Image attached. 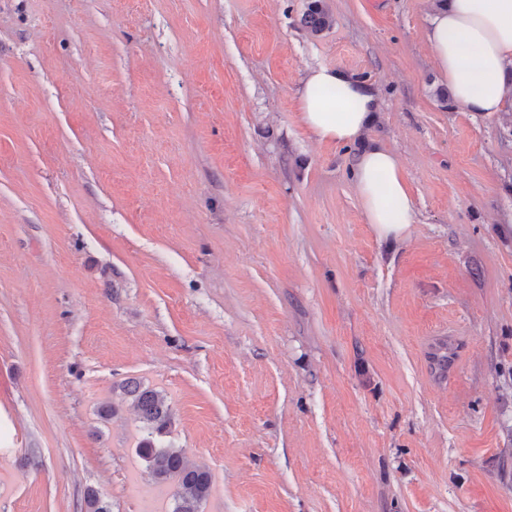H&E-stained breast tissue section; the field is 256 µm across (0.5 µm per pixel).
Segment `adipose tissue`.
<instances>
[{
    "mask_svg": "<svg viewBox=\"0 0 512 512\" xmlns=\"http://www.w3.org/2000/svg\"><path fill=\"white\" fill-rule=\"evenodd\" d=\"M426 38L441 79L465 111L512 108V0H441L431 7ZM297 101L303 125L339 145L360 140L381 105L371 85L329 66L308 71ZM352 172L378 240L405 239L415 208L397 156L368 147L355 157Z\"/></svg>",
    "mask_w": 512,
    "mask_h": 512,
    "instance_id": "ef3b65f1",
    "label": "adipose tissue"
}]
</instances>
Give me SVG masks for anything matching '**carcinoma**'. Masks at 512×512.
I'll return each mask as SVG.
<instances>
[{
	"mask_svg": "<svg viewBox=\"0 0 512 512\" xmlns=\"http://www.w3.org/2000/svg\"><path fill=\"white\" fill-rule=\"evenodd\" d=\"M304 23L320 32L333 23V17L322 0H311ZM124 394L131 397L138 411L142 436L137 444L138 455L146 462L158 482L176 483L170 512H201L212 489L209 471L189 465L185 450L164 441L172 425V413L165 397L157 390L141 388L129 380L122 385Z\"/></svg>",
	"mask_w": 512,
	"mask_h": 512,
	"instance_id": "obj_1",
	"label": "carcinoma"
}]
</instances>
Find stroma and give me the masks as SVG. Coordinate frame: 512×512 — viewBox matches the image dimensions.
<instances>
[{"label":"stroma","instance_id":"obj_1","mask_svg":"<svg viewBox=\"0 0 512 512\" xmlns=\"http://www.w3.org/2000/svg\"><path fill=\"white\" fill-rule=\"evenodd\" d=\"M309 2L0 0V512H138L129 378L202 512H512V111L441 107L431 0ZM317 66L377 90L361 142L301 125ZM304 23L314 32H320L329 28L333 23V17L324 7L321 0L310 2L307 13L304 17ZM355 189L368 224L380 241L403 240L414 223V201L397 156L371 146L354 158Z\"/></svg>","mask_w":512,"mask_h":512}]
</instances>
